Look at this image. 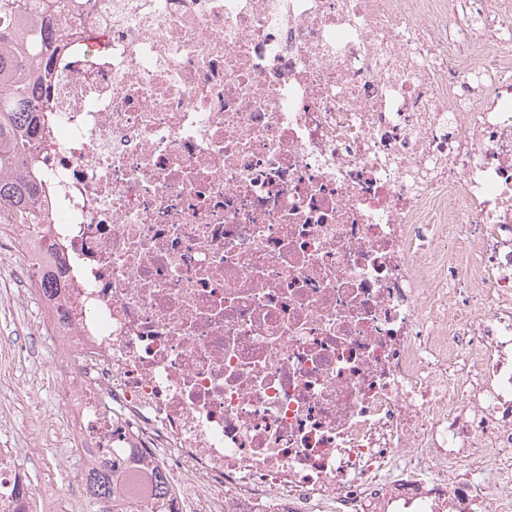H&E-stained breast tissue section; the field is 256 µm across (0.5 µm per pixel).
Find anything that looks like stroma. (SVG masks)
<instances>
[{"mask_svg": "<svg viewBox=\"0 0 512 512\" xmlns=\"http://www.w3.org/2000/svg\"><path fill=\"white\" fill-rule=\"evenodd\" d=\"M15 343L18 357L9 371L0 370V416L11 424L0 441L29 449L22 473L33 493L67 491L81 477L83 460L79 451L60 447L64 426L53 410L51 339L37 331L31 302L17 299L13 258L0 252V353Z\"/></svg>", "mask_w": 512, "mask_h": 512, "instance_id": "obj_1", "label": "stroma"}]
</instances>
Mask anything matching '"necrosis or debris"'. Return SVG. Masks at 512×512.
Returning <instances> with one entry per match:
<instances>
[{
  "label": "necrosis or debris",
  "mask_w": 512,
  "mask_h": 512,
  "mask_svg": "<svg viewBox=\"0 0 512 512\" xmlns=\"http://www.w3.org/2000/svg\"><path fill=\"white\" fill-rule=\"evenodd\" d=\"M64 26L0 251L87 467L131 512H512V0Z\"/></svg>",
  "instance_id": "necrosis-or-debris-1"
}]
</instances>
